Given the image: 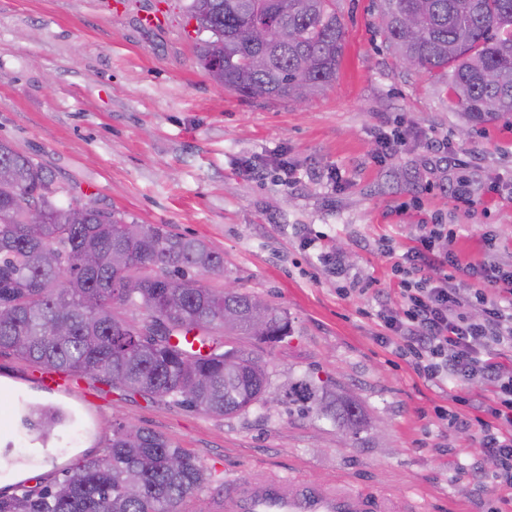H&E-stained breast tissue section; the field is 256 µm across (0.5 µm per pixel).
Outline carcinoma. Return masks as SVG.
<instances>
[{
    "label": "carcinoma",
    "mask_w": 512,
    "mask_h": 512,
    "mask_svg": "<svg viewBox=\"0 0 512 512\" xmlns=\"http://www.w3.org/2000/svg\"><path fill=\"white\" fill-rule=\"evenodd\" d=\"M185 9L210 33L199 60L233 51L209 77L246 100L291 101L301 81L314 96L336 80L345 49L336 0H189ZM376 11L395 57L444 79L467 126L512 115V0H378ZM256 12L285 26L288 40L254 39ZM1 170L11 178L0 186L1 352L208 415L245 414L269 396L355 440L366 429L360 401L343 387L305 374L274 388L261 357L239 344V336L288 338L285 310L272 308L258 338L251 294L182 286L224 275V254L211 243L90 204L60 205L47 169L2 141ZM31 207L43 223H26ZM129 311L144 312L142 324H131ZM75 419L57 405L30 409L21 422L47 438ZM207 480L196 457L165 435L115 423L106 455L65 469L52 485L0 498V512H179Z\"/></svg>",
    "instance_id": "obj_1"
}]
</instances>
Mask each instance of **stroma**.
Instances as JSON below:
<instances>
[{
    "label": "stroma",
    "instance_id": "35a3bbf8",
    "mask_svg": "<svg viewBox=\"0 0 512 512\" xmlns=\"http://www.w3.org/2000/svg\"><path fill=\"white\" fill-rule=\"evenodd\" d=\"M187 2L0 0V140L52 172L61 204L212 243L224 274L209 287L233 281L292 322L281 343H245L272 384L310 372L338 380L357 393L370 427L355 442L281 405L217 418L85 379L72 380V393L52 392L39 367L0 352L1 412L22 397L72 408L91 427L68 426L45 447L23 428H1L0 450L13 446L22 462L0 494L50 484L63 467L104 455L120 421L166 435L205 468L208 483L180 512H218L225 479L264 469L410 496L428 512H486L475 472L493 466L478 432L435 415L471 408L377 343L370 295L399 308L393 264L422 224L453 228L455 250L474 260L494 231L499 260L512 264V120L461 134L443 81L399 69L376 30L375 0H338L346 44L334 83L301 105L243 100L202 68ZM155 10L163 24L142 26ZM397 120L406 145L379 159L376 136ZM461 185L469 192L459 198ZM315 235L318 247L305 248ZM382 239L390 255L378 250ZM326 251L344 258L349 294L323 267Z\"/></svg>",
    "mask_w": 512,
    "mask_h": 512
}]
</instances>
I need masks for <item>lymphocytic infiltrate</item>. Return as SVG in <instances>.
<instances>
[{
  "label": "lymphocytic infiltrate",
  "mask_w": 512,
  "mask_h": 512,
  "mask_svg": "<svg viewBox=\"0 0 512 512\" xmlns=\"http://www.w3.org/2000/svg\"><path fill=\"white\" fill-rule=\"evenodd\" d=\"M454 238L447 225H420L395 264L402 305L377 312L379 341L395 345L428 382L492 385L476 408L486 416L482 446L498 467L482 479L488 512H502L512 502V269L464 259Z\"/></svg>",
  "instance_id": "lymphocytic-infiltrate-1"
}]
</instances>
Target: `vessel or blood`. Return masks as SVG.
<instances>
[{"label": "vessel or blood", "mask_w": 512, "mask_h": 512, "mask_svg": "<svg viewBox=\"0 0 512 512\" xmlns=\"http://www.w3.org/2000/svg\"><path fill=\"white\" fill-rule=\"evenodd\" d=\"M224 512H420V506L408 497L398 502L370 490L333 489L265 470L225 480Z\"/></svg>", "instance_id": "vessel-or-blood-1"}]
</instances>
